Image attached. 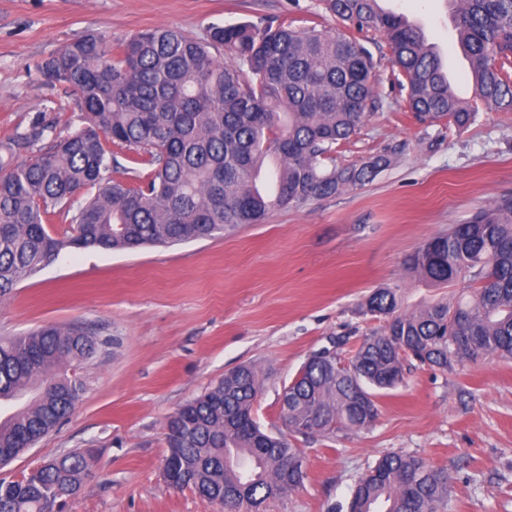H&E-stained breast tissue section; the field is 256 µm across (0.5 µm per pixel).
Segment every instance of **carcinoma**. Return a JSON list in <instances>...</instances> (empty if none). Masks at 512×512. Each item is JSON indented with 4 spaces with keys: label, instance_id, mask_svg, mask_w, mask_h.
<instances>
[{
    "label": "carcinoma",
    "instance_id": "obj_1",
    "mask_svg": "<svg viewBox=\"0 0 512 512\" xmlns=\"http://www.w3.org/2000/svg\"><path fill=\"white\" fill-rule=\"evenodd\" d=\"M451 2L476 99L512 112V0ZM323 3L356 30L384 35L419 119L459 129L475 120L422 30L379 0ZM37 69L72 89L73 106L59 111L80 113L81 125L37 153L47 131L37 120L0 141V295L67 247L123 250L219 237L276 209L361 187L388 164L383 156L332 162L374 104L373 56L345 34L286 20L211 25L202 38L156 27L115 50L87 32ZM128 152L143 169L128 181L112 178ZM57 216L69 221L71 236L49 234ZM406 265L433 287L466 278L474 286L466 297L410 312L399 309L397 288L375 290L365 307L384 318L381 331L365 337L346 365L336 341L312 353L316 360L288 385L283 431L265 432L255 420L263 388L255 365L224 375L167 421L174 488L224 512H263L267 501L304 484L303 449L294 441L370 426L375 397L404 382L409 360L448 371L462 359L453 349L460 339L474 342L475 359H512L511 196L429 238ZM98 346L83 323L0 338V403L25 398L0 418V465L71 415L83 393L76 370ZM87 475L84 452L50 458L0 482V512L62 510ZM447 505L446 469L389 452L358 479L348 512H445Z\"/></svg>",
    "mask_w": 512,
    "mask_h": 512
}]
</instances>
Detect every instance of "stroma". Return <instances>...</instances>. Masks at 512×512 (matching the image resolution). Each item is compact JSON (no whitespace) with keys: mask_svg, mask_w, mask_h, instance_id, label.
<instances>
[{"mask_svg":"<svg viewBox=\"0 0 512 512\" xmlns=\"http://www.w3.org/2000/svg\"><path fill=\"white\" fill-rule=\"evenodd\" d=\"M423 27L462 100L474 99L456 42L450 0H381ZM354 35L319 0H0V141L34 118L51 144L78 128L61 111L68 92L37 70L76 35L112 47L158 26L203 37L209 25L284 18ZM375 62L374 106L360 132L336 148L337 165L384 155L389 165L362 187L272 211L224 236L132 251L63 250L0 296V336L85 322L101 347L77 374L84 392L69 420L0 467L14 480L48 458L82 451L89 474L65 512H221L162 477L165 426L184 403L237 366L260 365L255 405L266 430H281L280 395L308 356L340 338L349 358L382 322L365 302L399 287L402 308L469 289L412 279L405 260L424 241L498 198L512 196V112L479 110L467 128L410 112L381 32L361 34ZM379 416L335 439H298L303 487L267 501L265 512H346L357 478L400 451L447 469V512H512V360L487 357L451 371L412 365L376 399Z\"/></svg>","mask_w":512,"mask_h":512,"instance_id":"35a3bbf8","label":"stroma"}]
</instances>
